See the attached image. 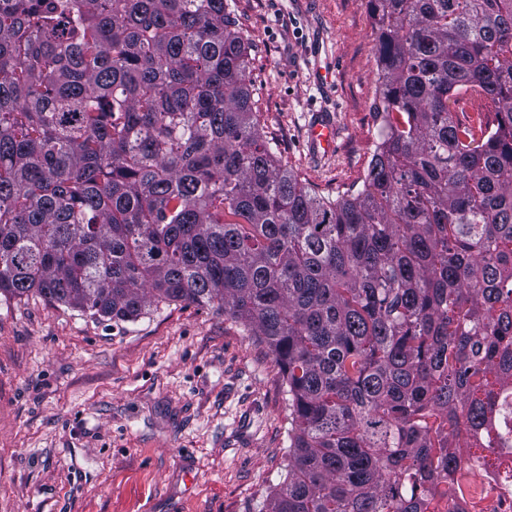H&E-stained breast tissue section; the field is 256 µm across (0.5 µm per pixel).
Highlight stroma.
I'll list each match as a JSON object with an SVG mask.
<instances>
[{
	"label": "stroma",
	"instance_id": "1",
	"mask_svg": "<svg viewBox=\"0 0 512 512\" xmlns=\"http://www.w3.org/2000/svg\"><path fill=\"white\" fill-rule=\"evenodd\" d=\"M279 163L322 197L361 188L378 129L368 0H226ZM337 70L313 85L317 62ZM336 122L333 153L307 125ZM288 402L267 346L180 303L101 321L0 296V512H259L284 480Z\"/></svg>",
	"mask_w": 512,
	"mask_h": 512
}]
</instances>
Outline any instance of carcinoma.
I'll return each mask as SVG.
<instances>
[{
	"label": "carcinoma",
	"instance_id": "cac0c4a2",
	"mask_svg": "<svg viewBox=\"0 0 512 512\" xmlns=\"http://www.w3.org/2000/svg\"><path fill=\"white\" fill-rule=\"evenodd\" d=\"M379 142L329 200L278 164L224 0H0V296L216 307L268 347L260 512H432L512 392V0H369ZM476 87L496 124L454 120Z\"/></svg>",
	"mask_w": 512,
	"mask_h": 512
}]
</instances>
